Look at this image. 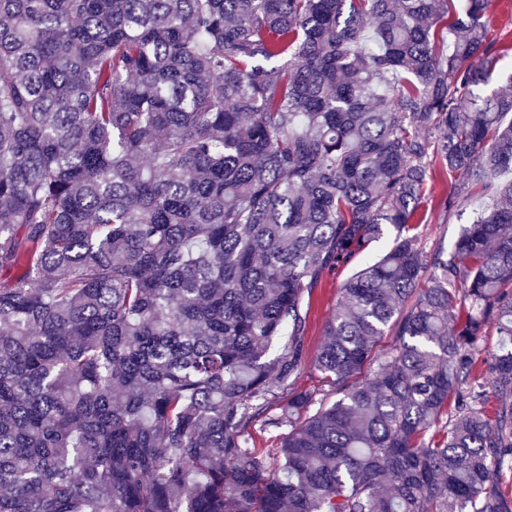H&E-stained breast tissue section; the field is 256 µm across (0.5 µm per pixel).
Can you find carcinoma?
Masks as SVG:
<instances>
[{
  "instance_id": "obj_1",
  "label": "carcinoma",
  "mask_w": 512,
  "mask_h": 512,
  "mask_svg": "<svg viewBox=\"0 0 512 512\" xmlns=\"http://www.w3.org/2000/svg\"><path fill=\"white\" fill-rule=\"evenodd\" d=\"M490 2L0 0V512H512ZM452 190L451 179L441 174H436L433 180L428 181L424 188L425 194V219L419 228L422 239L427 247L436 244L443 245L450 250L461 228L473 223L476 219V207L469 206L448 216L438 207L441 199L450 194ZM352 270L353 265L326 273L311 298L309 327L305 337L307 366L298 382L301 388L317 384L318 373L311 366V362L323 341L324 324L336 310L337 288L349 278Z\"/></svg>"
}]
</instances>
